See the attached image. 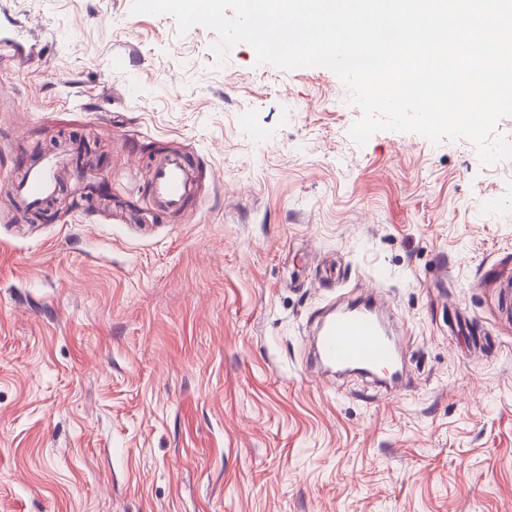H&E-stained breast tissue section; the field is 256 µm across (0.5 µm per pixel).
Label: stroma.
I'll return each mask as SVG.
<instances>
[{"label":"stroma","mask_w":512,"mask_h":512,"mask_svg":"<svg viewBox=\"0 0 512 512\" xmlns=\"http://www.w3.org/2000/svg\"><path fill=\"white\" fill-rule=\"evenodd\" d=\"M0 512H512V160L385 129L333 73L133 0H0ZM89 142L16 213L36 151ZM193 161L159 212L151 167ZM410 390L317 364L367 294ZM23 42L18 30L11 34H5L0 28V60L10 62L19 57L23 50Z\"/></svg>","instance_id":"stroma-1"}]
</instances>
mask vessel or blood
<instances>
[{
    "label": "vessel or blood",
    "mask_w": 512,
    "mask_h": 512,
    "mask_svg": "<svg viewBox=\"0 0 512 512\" xmlns=\"http://www.w3.org/2000/svg\"><path fill=\"white\" fill-rule=\"evenodd\" d=\"M56 156L28 167L19 180L10 182L9 193L17 204L31 209L56 190ZM193 169L181 156L157 162L152 170L149 193L158 209L183 208L191 194ZM319 361L337 371L382 373L385 380L400 384L404 379L406 352L398 334L382 315V307L364 298L328 313L314 338Z\"/></svg>",
    "instance_id": "obj_1"
}]
</instances>
